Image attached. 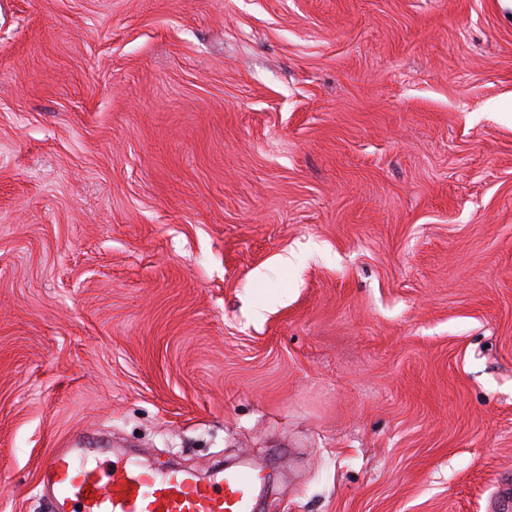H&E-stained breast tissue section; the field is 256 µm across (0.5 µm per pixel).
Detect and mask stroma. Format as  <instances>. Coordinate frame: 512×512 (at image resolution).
I'll return each mask as SVG.
<instances>
[{"mask_svg":"<svg viewBox=\"0 0 512 512\" xmlns=\"http://www.w3.org/2000/svg\"><path fill=\"white\" fill-rule=\"evenodd\" d=\"M77 437L498 512L512 0H0V512Z\"/></svg>","mask_w":512,"mask_h":512,"instance_id":"stroma-1","label":"stroma"}]
</instances>
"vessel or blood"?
<instances>
[{
	"label": "vessel or blood",
	"mask_w": 512,
	"mask_h": 512,
	"mask_svg": "<svg viewBox=\"0 0 512 512\" xmlns=\"http://www.w3.org/2000/svg\"><path fill=\"white\" fill-rule=\"evenodd\" d=\"M42 473L57 512H252L256 484L248 467L211 482L187 470L103 467L71 448L55 452Z\"/></svg>",
	"instance_id": "1"
}]
</instances>
